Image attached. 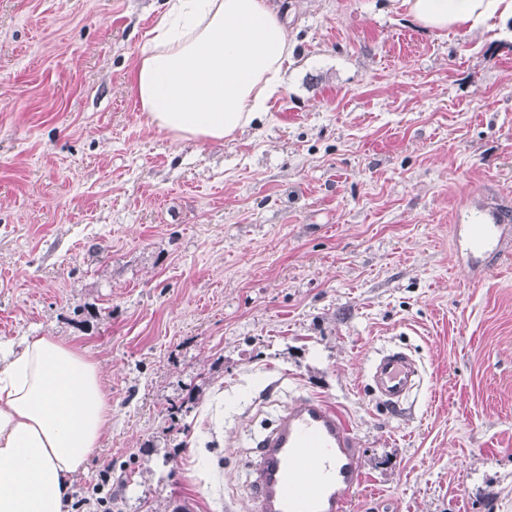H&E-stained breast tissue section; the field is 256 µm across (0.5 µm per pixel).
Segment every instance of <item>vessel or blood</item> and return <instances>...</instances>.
Returning <instances> with one entry per match:
<instances>
[{
    "label": "vessel or blood",
    "mask_w": 512,
    "mask_h": 512,
    "mask_svg": "<svg viewBox=\"0 0 512 512\" xmlns=\"http://www.w3.org/2000/svg\"><path fill=\"white\" fill-rule=\"evenodd\" d=\"M420 368L408 354L386 350L370 366L380 401L399 407ZM258 512H347L359 485V451L336 408L304 396L257 443L248 462Z\"/></svg>",
    "instance_id": "1"
}]
</instances>
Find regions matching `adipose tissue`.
<instances>
[{
  "label": "adipose tissue",
  "mask_w": 512,
  "mask_h": 512,
  "mask_svg": "<svg viewBox=\"0 0 512 512\" xmlns=\"http://www.w3.org/2000/svg\"><path fill=\"white\" fill-rule=\"evenodd\" d=\"M435 31L512 20V0H400ZM294 44L269 0H165L144 33L131 87L140 111L176 140L233 137L267 112ZM112 425L98 363L73 340L0 344V512H68Z\"/></svg>",
  "instance_id": "1"
}]
</instances>
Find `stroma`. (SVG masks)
Instances as JSON below:
<instances>
[{
  "label": "stroma",
  "instance_id": "obj_1",
  "mask_svg": "<svg viewBox=\"0 0 512 512\" xmlns=\"http://www.w3.org/2000/svg\"><path fill=\"white\" fill-rule=\"evenodd\" d=\"M272 2L288 84L216 144L132 95L162 0H0V341L100 364L112 426L73 493L112 512H256V441L307 395L354 432L349 512H512V226L470 255L512 211V21ZM390 349L421 369L397 408L366 378ZM506 224H475L474 252H480L489 245L500 242L501 230Z\"/></svg>",
  "mask_w": 512,
  "mask_h": 512
}]
</instances>
